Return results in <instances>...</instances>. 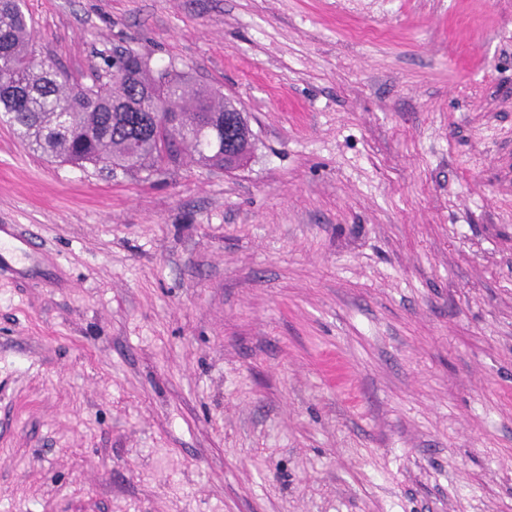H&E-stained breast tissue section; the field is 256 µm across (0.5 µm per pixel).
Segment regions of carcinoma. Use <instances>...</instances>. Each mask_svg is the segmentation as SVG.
Segmentation results:
<instances>
[{"label":"carcinoma","mask_w":512,"mask_h":512,"mask_svg":"<svg viewBox=\"0 0 512 512\" xmlns=\"http://www.w3.org/2000/svg\"><path fill=\"white\" fill-rule=\"evenodd\" d=\"M150 58L128 53L107 59L92 85L69 83L56 66L35 57L19 0H0V120L18 137L61 163L123 171L156 170L190 147L206 167L232 168L224 159V114L215 102L169 69L150 81ZM171 120L161 140L149 127Z\"/></svg>","instance_id":"carcinoma-1"}]
</instances>
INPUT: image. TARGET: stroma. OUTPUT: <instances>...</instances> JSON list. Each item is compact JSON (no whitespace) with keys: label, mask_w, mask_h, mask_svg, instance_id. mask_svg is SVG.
Returning a JSON list of instances; mask_svg holds the SVG:
<instances>
[{"label":"stroma","mask_w":512,"mask_h":512,"mask_svg":"<svg viewBox=\"0 0 512 512\" xmlns=\"http://www.w3.org/2000/svg\"><path fill=\"white\" fill-rule=\"evenodd\" d=\"M231 99L243 166L0 122V512H512V0H23ZM13 226V224L0 225V265L2 264V266H4V261H8L5 255H10L11 257H18L19 255L20 262L25 260L35 261L38 257V253L34 250L29 241L14 234L12 230ZM6 237L18 241L23 245V248H19L12 241H6Z\"/></svg>","instance_id":"35a3bbf8"}]
</instances>
